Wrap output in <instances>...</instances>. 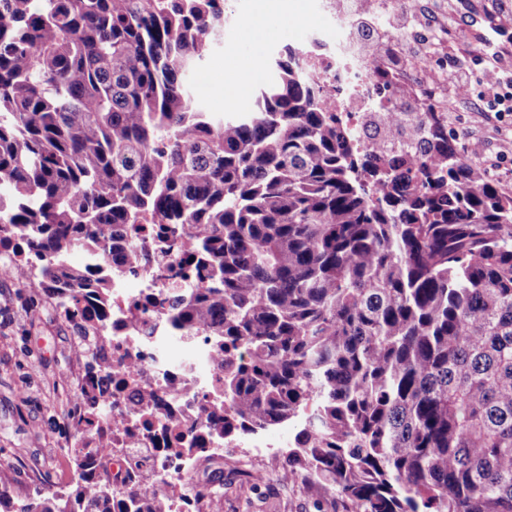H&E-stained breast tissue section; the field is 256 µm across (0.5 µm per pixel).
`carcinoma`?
Wrapping results in <instances>:
<instances>
[{"label": "carcinoma", "instance_id": "cac0c4a2", "mask_svg": "<svg viewBox=\"0 0 512 512\" xmlns=\"http://www.w3.org/2000/svg\"><path fill=\"white\" fill-rule=\"evenodd\" d=\"M0 18V251L66 285L74 424L112 405V236L156 224L201 284L173 327L221 340L207 423L294 424L284 477L347 512H512V192L462 160L447 113L370 115L365 159L290 46L255 108L205 112L187 75L221 0H0ZM82 249L106 269L70 266ZM85 456L70 490L6 512H168L160 485L115 500Z\"/></svg>", "mask_w": 512, "mask_h": 512}]
</instances>
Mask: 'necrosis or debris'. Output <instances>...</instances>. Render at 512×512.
<instances>
[{
    "label": "necrosis or debris",
    "mask_w": 512,
    "mask_h": 512,
    "mask_svg": "<svg viewBox=\"0 0 512 512\" xmlns=\"http://www.w3.org/2000/svg\"><path fill=\"white\" fill-rule=\"evenodd\" d=\"M323 19L311 29L303 52V74L322 86L324 100L363 136L364 118L390 111L391 90H379L377 67L358 50L353 13L339 0H315ZM122 240L133 259L112 275V408L95 417L92 430L77 428L76 439L97 446L93 465L116 491L153 489L164 481L172 512H191L197 500L189 474L207 460L239 448L272 447L265 431L222 436L206 426L200 409L224 400V364L205 330L178 337L169 307L193 288L179 272L178 248L161 246L151 224H127ZM182 456H175V449Z\"/></svg>",
    "instance_id": "1"
}]
</instances>
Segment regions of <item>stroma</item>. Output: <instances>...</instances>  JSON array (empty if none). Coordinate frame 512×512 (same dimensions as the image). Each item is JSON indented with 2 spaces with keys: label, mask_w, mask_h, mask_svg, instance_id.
I'll use <instances>...</instances> for the list:
<instances>
[{
  "label": "stroma",
  "mask_w": 512,
  "mask_h": 512,
  "mask_svg": "<svg viewBox=\"0 0 512 512\" xmlns=\"http://www.w3.org/2000/svg\"><path fill=\"white\" fill-rule=\"evenodd\" d=\"M308 0H288L287 13L261 16L259 0H238L245 25L224 31V38L204 59L210 73L207 92H196L199 105L208 112L246 110L256 99L261 80L249 82L240 95L223 92L227 60L250 62L254 57H276L284 46L301 45L308 27L320 24L309 11ZM455 25L449 41L464 42L465 57L479 92L483 66L479 54L490 22L512 0H433ZM268 22L271 33L259 45L245 38L246 24ZM448 133L461 152L485 175L506 191H512V155L498 156L502 134L491 112L467 109L448 115ZM39 294L16 280H0V488L13 502L35 501L47 485L67 488L73 477V427L64 410L77 390L83 363L73 354V329L50 308L42 306ZM282 453L261 454L251 461L228 456L210 463L199 473L200 483H219L221 495L207 501L203 512H344L342 502L325 499L315 485L281 483L277 474ZM267 473L264 483L251 476Z\"/></svg>",
  "instance_id": "1"
}]
</instances>
